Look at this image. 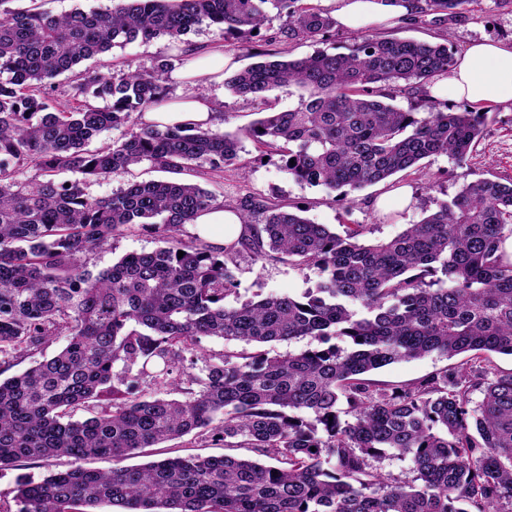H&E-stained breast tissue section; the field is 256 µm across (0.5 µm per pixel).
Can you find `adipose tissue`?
Here are the masks:
<instances>
[{"label":"adipose tissue","mask_w":512,"mask_h":512,"mask_svg":"<svg viewBox=\"0 0 512 512\" xmlns=\"http://www.w3.org/2000/svg\"><path fill=\"white\" fill-rule=\"evenodd\" d=\"M334 15L341 26L370 27L406 14L401 0H332ZM228 59L223 50L214 49L189 59L179 73L180 79L208 85L224 79ZM433 98L479 104L487 101L512 102V48L492 42H476L456 58L447 75L436 78L428 87ZM219 110L217 101L199 94L174 99L147 109L142 120L160 126L200 123L211 126ZM197 234L213 246L221 247L244 232L241 217L216 209L194 221Z\"/></svg>","instance_id":"adipose-tissue-1"}]
</instances>
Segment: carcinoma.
I'll use <instances>...</instances> for the list:
<instances>
[{"instance_id":"obj_1","label":"carcinoma","mask_w":512,"mask_h":512,"mask_svg":"<svg viewBox=\"0 0 512 512\" xmlns=\"http://www.w3.org/2000/svg\"><path fill=\"white\" fill-rule=\"evenodd\" d=\"M11 2L0 0V364L56 336L66 345L0 380V469L73 459L39 481L18 479V512H95L104 503L125 512H512V372L491 378L480 360L512 357V182L466 183L376 242L365 239V224L340 235L279 200L221 203L189 181H133L107 198L85 191L145 162L170 173H242L244 138L277 152L289 177L343 199L433 155L463 164L486 114L448 112L427 94L454 64L448 44L365 34L345 52L290 57L288 46L334 29L320 0H117L64 14ZM405 2V24L454 25L475 0ZM270 8L286 20L266 38L269 59L225 84L261 103L295 87L299 104L238 132L143 123L144 109L167 101V62L118 78L76 70L116 45L158 36L181 44L176 60L186 61L196 25L258 33ZM65 73L81 96L75 106L52 98ZM399 84L419 111L382 100L383 88ZM106 98L112 103L97 104ZM122 126L119 140L89 148ZM219 205L241 215L244 235L222 251L184 237V225ZM135 224L163 246L95 276L84 269V255ZM242 253L314 269L319 280L300 298L228 307L230 263ZM203 337L258 350L208 354ZM286 340L307 345L275 356L261 349ZM432 353L472 357L400 386L369 377ZM187 360L203 361L204 375L181 379ZM476 390L483 398L472 407ZM77 409L88 417L72 419ZM191 433L251 455L124 464ZM390 451L409 459L414 481L378 472L375 460ZM100 457L112 468L84 465Z\"/></svg>"}]
</instances>
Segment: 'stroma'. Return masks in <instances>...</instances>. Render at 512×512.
<instances>
[{
    "label": "stroma",
    "mask_w": 512,
    "mask_h": 512,
    "mask_svg": "<svg viewBox=\"0 0 512 512\" xmlns=\"http://www.w3.org/2000/svg\"><path fill=\"white\" fill-rule=\"evenodd\" d=\"M470 20L451 28L429 23L407 25L401 22L373 26L374 34L414 39L421 42L449 41L454 53H461L468 44L492 40L512 46V6L498 7L496 0H476ZM277 12H270L267 24L260 32L247 36H225L221 27L202 23L195 27L188 39L200 48L220 45L237 68H245L254 61L255 54L266 51L264 42L283 23ZM173 42L165 37L150 41L136 40L113 47L102 58L107 72L118 75L128 67L152 69L160 60L174 55ZM208 95L220 106L217 131L234 132L249 126L260 110L285 112L299 103V92L293 87H280L268 92L265 104L232 94L224 84H211ZM489 112L483 138L466 165L460 166L445 155H436L421 161L417 171L397 174L389 180L353 192L351 201L338 200L335 192L321 186H311L289 178L281 168L276 153H259L251 140H243L240 160L246 165L245 175L233 169L214 172L200 168L188 173V180L216 193L218 199L237 201L246 195L277 198L300 210L301 216L316 224L327 225L332 231L343 232L346 225L365 224L371 229V240H388L399 234L408 224L419 223L433 212L440 202L451 200L463 183L490 178L503 183L512 181V102H488L483 106ZM404 188L410 194L409 203L392 201L388 208H377L384 194ZM156 235L141 226H133L109 240L108 243L86 254L83 265L91 273L108 269L121 257L156 249ZM236 288L227 297L228 305L253 299L256 294L301 296L318 280L317 271L297 269L287 264L268 261L255 263L248 255L236 259ZM451 359L438 355L396 362L375 372V380L386 384H406L423 379L437 370L452 367ZM70 465L69 458L49 460H22L15 466L0 469V512H17L11 490L18 478L42 479L49 472L63 470Z\"/></svg>",
    "instance_id": "obj_1"
}]
</instances>
